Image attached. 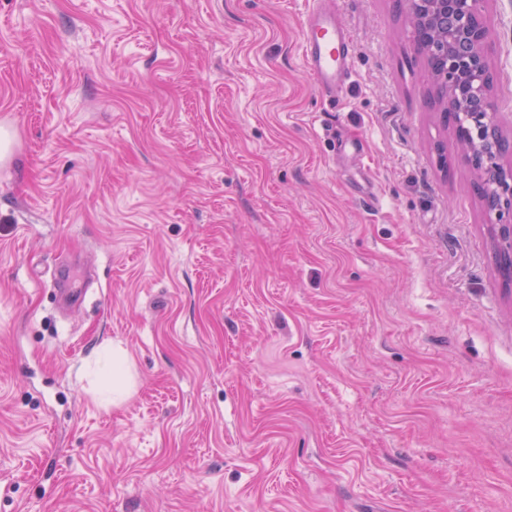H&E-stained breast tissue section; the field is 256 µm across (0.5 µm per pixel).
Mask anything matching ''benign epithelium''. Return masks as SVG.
Returning <instances> with one entry per match:
<instances>
[{"instance_id": "7a95c632", "label": "benign epithelium", "mask_w": 512, "mask_h": 512, "mask_svg": "<svg viewBox=\"0 0 512 512\" xmlns=\"http://www.w3.org/2000/svg\"><path fill=\"white\" fill-rule=\"evenodd\" d=\"M413 28L422 29L444 46L443 65L430 71L443 118L464 117L455 134L479 171L480 197L491 210L512 213V142L494 121L497 112L492 91L489 53L495 32L480 3L483 0H407Z\"/></svg>"}]
</instances>
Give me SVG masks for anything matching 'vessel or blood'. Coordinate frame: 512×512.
<instances>
[{"label":"vessel or blood","mask_w":512,"mask_h":512,"mask_svg":"<svg viewBox=\"0 0 512 512\" xmlns=\"http://www.w3.org/2000/svg\"><path fill=\"white\" fill-rule=\"evenodd\" d=\"M302 50L306 70L317 87L335 94L343 83L351 41L329 0H317L307 19Z\"/></svg>","instance_id":"b4317fda"}]
</instances>
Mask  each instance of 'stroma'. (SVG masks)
<instances>
[{"label": "stroma", "instance_id": "35a3bbf8", "mask_svg": "<svg viewBox=\"0 0 512 512\" xmlns=\"http://www.w3.org/2000/svg\"><path fill=\"white\" fill-rule=\"evenodd\" d=\"M0 0V512H512V281L406 0ZM512 139V0H487ZM85 303L61 313L55 275ZM122 347L103 407L85 367ZM330 0H317L304 32L302 50L305 67L317 87L336 95L343 84L351 54V41L330 7ZM90 376L95 396L105 404H118L133 387L130 360L124 351L109 343L97 349Z\"/></svg>", "mask_w": 512, "mask_h": 512}]
</instances>
